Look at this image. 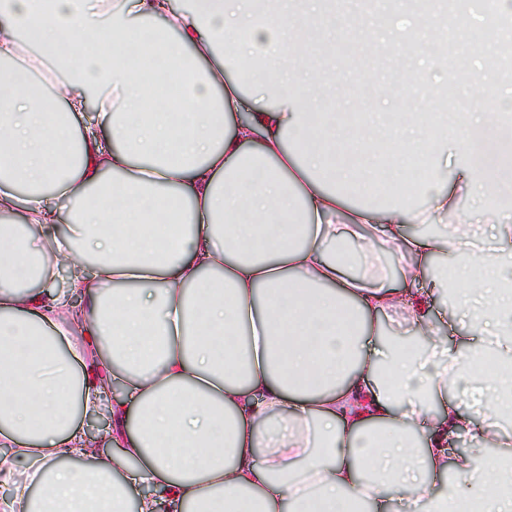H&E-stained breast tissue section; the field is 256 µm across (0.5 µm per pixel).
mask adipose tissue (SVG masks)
<instances>
[{
    "instance_id": "1",
    "label": "adipose tissue",
    "mask_w": 512,
    "mask_h": 512,
    "mask_svg": "<svg viewBox=\"0 0 512 512\" xmlns=\"http://www.w3.org/2000/svg\"><path fill=\"white\" fill-rule=\"evenodd\" d=\"M40 2L0 0V214L21 218L0 224V512H512L500 470L448 459L458 430L512 453L493 419L512 375L476 368L488 348L512 360V99L485 69L451 123L408 112L357 153L362 113H312L286 78L273 102L246 96L224 63L287 66L320 37L291 39L290 16ZM157 18L173 109L146 106L153 47L125 41ZM458 22L400 0L390 32L434 63L429 25ZM90 109L97 125H76ZM449 165L456 191L499 203L473 215L492 221L489 246L448 230L455 191L435 174ZM172 217L193 233L158 251ZM427 256L444 265L426 294ZM452 271L477 335L433 315ZM391 316L426 327V346L388 345Z\"/></svg>"
}]
</instances>
